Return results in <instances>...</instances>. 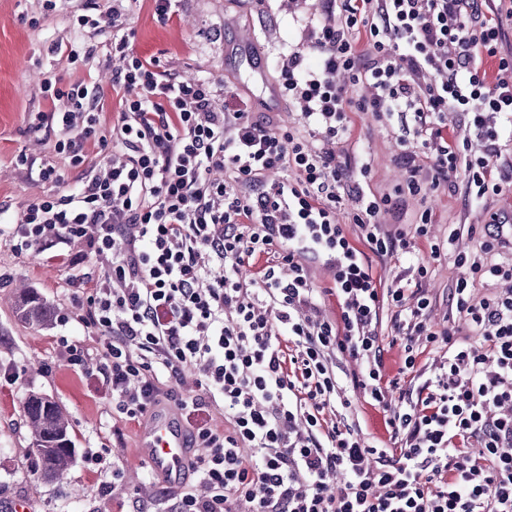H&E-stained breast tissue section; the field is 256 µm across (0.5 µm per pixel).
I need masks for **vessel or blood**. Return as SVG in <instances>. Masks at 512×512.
Returning <instances> with one entry per match:
<instances>
[{
    "mask_svg": "<svg viewBox=\"0 0 512 512\" xmlns=\"http://www.w3.org/2000/svg\"><path fill=\"white\" fill-rule=\"evenodd\" d=\"M138 454L157 477L176 485L182 482L194 451L187 444L178 415L157 408L141 429Z\"/></svg>",
    "mask_w": 512,
    "mask_h": 512,
    "instance_id": "1",
    "label": "vessel or blood"
}]
</instances>
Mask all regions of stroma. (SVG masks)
Wrapping results in <instances>:
<instances>
[{"label":"stroma","instance_id":"stroma-1","mask_svg":"<svg viewBox=\"0 0 512 512\" xmlns=\"http://www.w3.org/2000/svg\"><path fill=\"white\" fill-rule=\"evenodd\" d=\"M84 0H59L56 11L44 13L42 0H0V219L19 217L32 201L56 192L55 184L41 181L37 172L17 165L19 153L36 164L49 163L68 173L66 190H75L81 169L54 150L56 126L33 130L38 113L53 110L42 93L46 77L64 83H96L105 97L100 114L111 127L120 110V96L112 89V31L104 27L89 33L73 24ZM319 0H178L168 23L153 15L144 0H129L126 27L131 43L144 56L183 79L208 78L235 85L249 96L256 117L265 83L277 82L281 54L301 38V19ZM38 25H29V18ZM93 46L86 61L70 62L67 49L75 40ZM250 40L263 61L261 73L248 66L225 64V48ZM355 148L369 163L366 190L375 196L404 186L407 170L398 158L402 145H415L412 133L400 120L378 123L371 115L356 114ZM512 207V187L502 195L474 202L466 194L463 177L441 184L424 196H403L399 211L380 214L384 229L414 224L423 210H431L432 236L444 240L463 224L485 223L489 215ZM107 271L104 263L88 256L75 266L49 260L47 254L18 255L0 240V508L16 497H27L32 512H116L119 505L136 503L154 512L164 484L151 482L134 453L139 427L123 423L112 407V392L101 370L100 334L79 319L78 301L87 298ZM460 271L449 255L433 265L424 283L432 300V321L445 325L448 289ZM26 284L54 307L50 325L38 327L21 321L11 294ZM58 402L72 426L76 460L64 482H47L34 473L30 433L24 413L31 393Z\"/></svg>","mask_w":512,"mask_h":512}]
</instances>
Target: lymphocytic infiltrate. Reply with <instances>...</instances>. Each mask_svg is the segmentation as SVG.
Listing matches in <instances>:
<instances>
[{"label":"lymphocytic infiltrate","mask_w":512,"mask_h":512,"mask_svg":"<svg viewBox=\"0 0 512 512\" xmlns=\"http://www.w3.org/2000/svg\"><path fill=\"white\" fill-rule=\"evenodd\" d=\"M482 2L322 0L281 63L280 94L304 120L284 130L252 120L237 88L180 79L139 55L121 11L106 18L85 0L77 25L116 29L112 86L133 95L107 129L103 88L45 79L60 104L54 149L85 174L0 236L19 255L58 240L68 263L107 261L83 320L104 338L124 423L158 405L160 378L196 376L201 396L179 409L199 454L161 512H512L507 231L488 223L478 250L455 248L462 274L448 304L469 332L434 328L421 282L443 244L418 257L406 232L382 231L376 217L397 199L367 194L368 164L323 147L352 140L351 113L407 119L422 147L403 157L409 195L459 174L477 199L511 185L499 140L512 129V51L504 17H485ZM360 84L371 95L350 96ZM275 171L286 179L269 181ZM347 195L354 244L337 222ZM369 252L409 258L413 280L383 283ZM307 257L323 263L326 287ZM481 279L490 295H476ZM213 404L227 429L208 424ZM363 404L382 414L386 438L365 437L353 418Z\"/></svg>","instance_id":"obj_1"}]
</instances>
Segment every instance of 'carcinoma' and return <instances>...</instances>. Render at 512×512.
Wrapping results in <instances>:
<instances>
[{
  "instance_id": "cac0c4a2",
  "label": "carcinoma",
  "mask_w": 512,
  "mask_h": 512,
  "mask_svg": "<svg viewBox=\"0 0 512 512\" xmlns=\"http://www.w3.org/2000/svg\"><path fill=\"white\" fill-rule=\"evenodd\" d=\"M15 306L21 320L31 325H47L56 316V311L28 288L17 293ZM25 417L36 471L47 481L64 479L76 456L66 413L56 402L32 393L25 401Z\"/></svg>"
}]
</instances>
